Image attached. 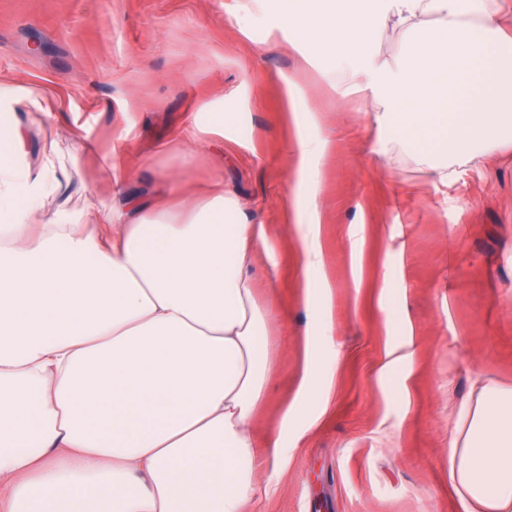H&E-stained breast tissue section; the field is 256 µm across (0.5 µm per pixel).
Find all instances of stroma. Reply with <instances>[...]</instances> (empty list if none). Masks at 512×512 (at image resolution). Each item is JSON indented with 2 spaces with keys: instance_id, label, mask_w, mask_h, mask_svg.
<instances>
[{
  "instance_id": "stroma-1",
  "label": "stroma",
  "mask_w": 512,
  "mask_h": 512,
  "mask_svg": "<svg viewBox=\"0 0 512 512\" xmlns=\"http://www.w3.org/2000/svg\"><path fill=\"white\" fill-rule=\"evenodd\" d=\"M0 0V82L49 99L18 106L20 168L42 170L46 135L66 166L55 203L120 207L122 169L144 202L223 184L263 225L248 269L270 317L272 378L253 418L263 477L245 512H462L448 480L454 409L476 379L512 385V148L502 146L448 185L421 171L416 148L376 150L379 131L331 59L308 57L281 32L273 0ZM299 78L325 147L316 203L325 305L336 348L309 400V291L295 173L299 129L282 96ZM238 130L186 148L184 128L219 103ZM411 339L410 356L388 353ZM298 408L290 425L285 410ZM285 440L279 464L270 440Z\"/></svg>"
}]
</instances>
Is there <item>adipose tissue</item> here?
<instances>
[{
    "label": "adipose tissue",
    "instance_id": "ef3b65f1",
    "mask_svg": "<svg viewBox=\"0 0 512 512\" xmlns=\"http://www.w3.org/2000/svg\"><path fill=\"white\" fill-rule=\"evenodd\" d=\"M497 0H275L289 29L345 65L392 31L373 62L380 153L422 139L423 172L449 177L512 136V21ZM299 136L297 249L313 320L311 395L333 350L315 204L324 141ZM22 136L0 125V512H243L260 478L250 427L271 378L250 253L262 225L214 188L175 208L112 192L119 209L57 208L53 138L43 178L18 187ZM24 205H15L16 194ZM448 478L464 512H512V386L480 384L456 411Z\"/></svg>",
    "mask_w": 512,
    "mask_h": 512
}]
</instances>
